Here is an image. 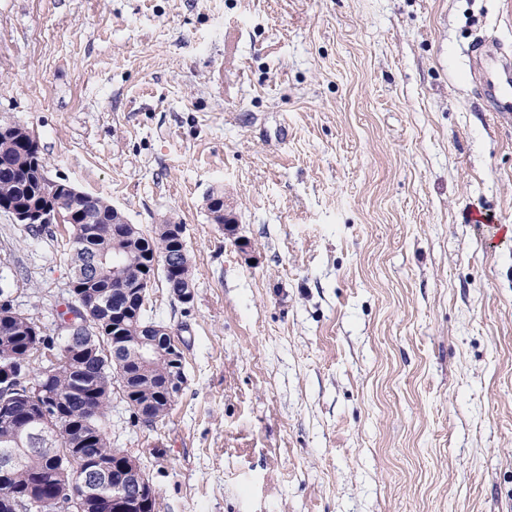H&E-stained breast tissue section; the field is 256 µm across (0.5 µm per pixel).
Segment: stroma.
<instances>
[{
  "label": "stroma",
  "instance_id": "obj_1",
  "mask_svg": "<svg viewBox=\"0 0 512 512\" xmlns=\"http://www.w3.org/2000/svg\"><path fill=\"white\" fill-rule=\"evenodd\" d=\"M477 44L512 56V0H0V122L185 227L195 300L149 304L186 385L153 428L109 410L160 512H512V123ZM67 243L0 211L49 329ZM222 202V200L218 201L216 199L208 198V210L211 211V216L215 219L216 224H224L222 225L224 234L233 237L237 234V224H234V217L232 212L228 209L226 200H224L223 205Z\"/></svg>",
  "mask_w": 512,
  "mask_h": 512
}]
</instances>
